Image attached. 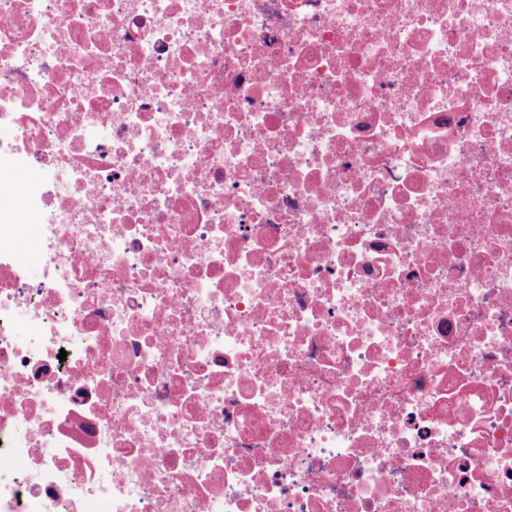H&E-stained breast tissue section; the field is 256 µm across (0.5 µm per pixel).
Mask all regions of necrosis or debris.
<instances>
[{
    "mask_svg": "<svg viewBox=\"0 0 512 512\" xmlns=\"http://www.w3.org/2000/svg\"><path fill=\"white\" fill-rule=\"evenodd\" d=\"M5 195L0 512H512V0H0Z\"/></svg>",
    "mask_w": 512,
    "mask_h": 512,
    "instance_id": "necrosis-or-debris-1",
    "label": "necrosis or debris"
}]
</instances>
